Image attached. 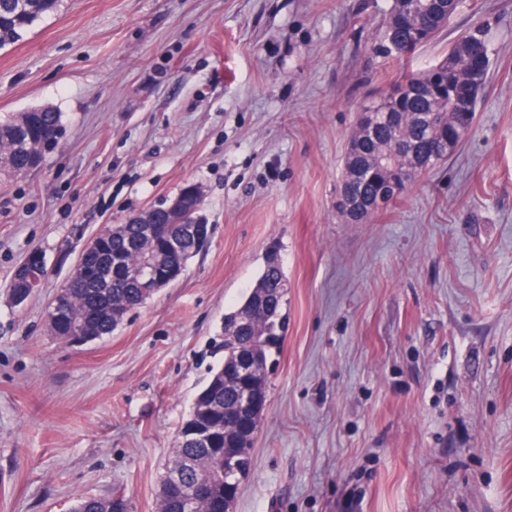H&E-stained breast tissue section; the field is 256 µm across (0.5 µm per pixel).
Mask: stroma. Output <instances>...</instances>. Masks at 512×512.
I'll list each match as a JSON object with an SVG mask.
<instances>
[{
  "label": "stroma",
  "mask_w": 512,
  "mask_h": 512,
  "mask_svg": "<svg viewBox=\"0 0 512 512\" xmlns=\"http://www.w3.org/2000/svg\"><path fill=\"white\" fill-rule=\"evenodd\" d=\"M391 0H63L0 48V115L51 107L57 147L0 170V512L121 490L155 512L225 313L270 248L281 352L232 512H512V0H462L412 66L481 24L469 135L378 218L336 211L348 134L397 63ZM200 187L208 245L112 333L48 307L104 226ZM47 274L14 306L16 267Z\"/></svg>",
  "instance_id": "obj_1"
}]
</instances>
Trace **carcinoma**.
<instances>
[{
    "label": "carcinoma",
    "instance_id": "cac0c4a2",
    "mask_svg": "<svg viewBox=\"0 0 512 512\" xmlns=\"http://www.w3.org/2000/svg\"><path fill=\"white\" fill-rule=\"evenodd\" d=\"M62 0H0V48L20 41ZM461 0H391L371 52L383 59H407L444 32ZM492 55L485 29L475 26L451 43L448 52L424 71H406L375 104L359 112L348 135L346 162L336 200L346 224H362L383 213L404 195L430 167L445 162L472 129L478 96L486 84ZM61 115L48 107L32 108L0 118V149L10 156L9 171L24 175L42 162L57 144ZM396 194L377 203L394 185ZM195 211L186 209L183 223L173 224L166 211L152 215V227L174 242L166 265H179L202 248L185 233ZM148 248L144 225L135 216L99 236L98 248L85 256L58 292L63 304L50 307L48 321L54 335L93 340L108 336L132 310L144 306L141 289L119 263L133 262ZM283 268L267 264L255 285L224 314V362L212 371L197 394L180 432V445L171 468H182L193 484L221 465L224 449L235 448L243 433L255 434L261 415L242 412V397L253 387L267 390L268 363L280 348L282 310L287 296L280 293ZM255 367L241 381L236 371L245 361ZM204 425L209 435L194 433ZM224 506V484L212 483L211 502L199 512ZM70 512H133L123 493L105 498L79 497ZM158 512H185L180 494L160 481Z\"/></svg>",
    "mask_w": 512,
    "mask_h": 512
}]
</instances>
